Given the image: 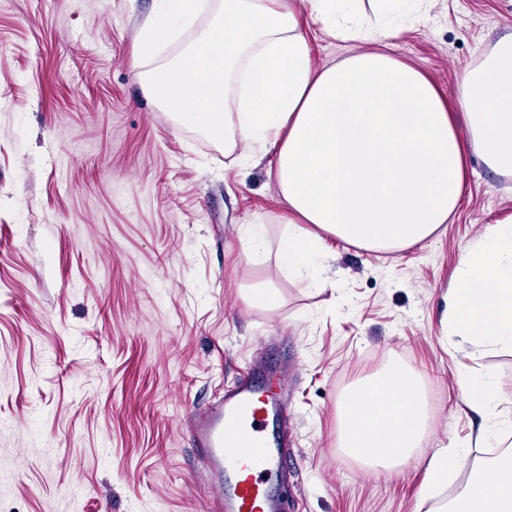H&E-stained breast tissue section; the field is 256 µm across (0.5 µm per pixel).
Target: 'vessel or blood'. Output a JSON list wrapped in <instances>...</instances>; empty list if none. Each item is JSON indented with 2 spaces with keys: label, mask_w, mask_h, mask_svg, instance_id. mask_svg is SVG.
<instances>
[{
  "label": "vessel or blood",
  "mask_w": 512,
  "mask_h": 512,
  "mask_svg": "<svg viewBox=\"0 0 512 512\" xmlns=\"http://www.w3.org/2000/svg\"><path fill=\"white\" fill-rule=\"evenodd\" d=\"M281 413L274 381L251 374L190 418L187 432L210 472L215 512H275L269 477L288 466L274 436Z\"/></svg>",
  "instance_id": "obj_1"
}]
</instances>
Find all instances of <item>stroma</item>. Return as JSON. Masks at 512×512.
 <instances>
[{
	"mask_svg": "<svg viewBox=\"0 0 512 512\" xmlns=\"http://www.w3.org/2000/svg\"><path fill=\"white\" fill-rule=\"evenodd\" d=\"M158 0H0V512H210L186 417L247 371L282 376L288 512H415L430 457L476 433L458 369L512 398V351L448 333L461 254L512 217V176L469 154L459 208L425 243H335V294L285 277L288 215L273 154L225 156L144 83L213 14L151 57L135 52ZM512 34V0H433L388 51L453 97ZM315 65L366 50L308 29ZM261 219L266 249L245 254ZM271 284L276 308L251 306ZM422 378L421 447L368 470L336 445L352 384L389 364Z\"/></svg>",
	"mask_w": 512,
	"mask_h": 512,
	"instance_id": "35a3bbf8",
	"label": "stroma"
}]
</instances>
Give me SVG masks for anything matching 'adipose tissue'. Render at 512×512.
<instances>
[{"mask_svg": "<svg viewBox=\"0 0 512 512\" xmlns=\"http://www.w3.org/2000/svg\"><path fill=\"white\" fill-rule=\"evenodd\" d=\"M423 0H159L138 44L215 12L200 42L148 89L184 125L228 153L274 152L288 230L277 253L287 277L332 292L330 240L375 251L431 239L456 211L468 152L512 175V35L465 69L455 100L422 71L374 50L314 66L306 31L386 40ZM448 329L461 342L512 349V224L488 225L463 253L448 296ZM476 441L512 435V403L490 374L461 369ZM417 375L391 366L354 384L340 411L339 446L371 468L406 465L425 431ZM436 512H512V449L475 465Z\"/></svg>", "mask_w": 512, "mask_h": 512, "instance_id": "adipose-tissue-1", "label": "adipose tissue"}]
</instances>
